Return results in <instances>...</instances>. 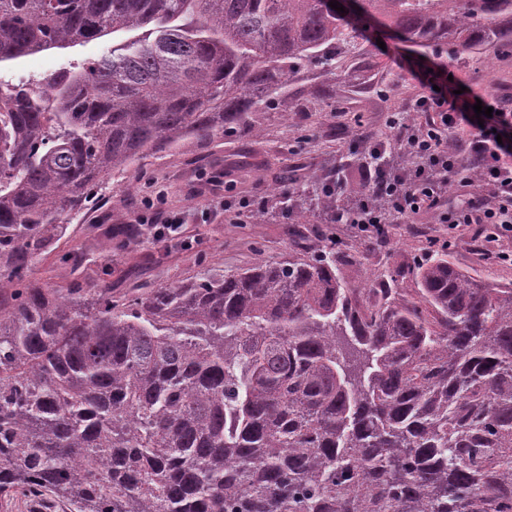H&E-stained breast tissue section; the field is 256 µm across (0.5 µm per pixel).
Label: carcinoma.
Here are the masks:
<instances>
[{
  "label": "carcinoma",
  "mask_w": 512,
  "mask_h": 512,
  "mask_svg": "<svg viewBox=\"0 0 512 512\" xmlns=\"http://www.w3.org/2000/svg\"><path fill=\"white\" fill-rule=\"evenodd\" d=\"M0 0V62L125 35L0 87V493L73 512H512V287L439 258L344 286L336 243L123 304L31 277L149 151L242 127L375 20L421 49L512 37V0ZM336 210L322 194L311 215Z\"/></svg>",
  "instance_id": "1"
}]
</instances>
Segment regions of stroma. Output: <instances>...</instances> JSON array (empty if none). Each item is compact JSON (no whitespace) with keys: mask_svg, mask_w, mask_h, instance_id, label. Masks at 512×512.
I'll return each instance as SVG.
<instances>
[{"mask_svg":"<svg viewBox=\"0 0 512 512\" xmlns=\"http://www.w3.org/2000/svg\"><path fill=\"white\" fill-rule=\"evenodd\" d=\"M103 50L97 41L6 62L0 64V83L35 82L62 63L78 66ZM404 55L446 67L472 96H512L511 39L469 53L453 52L445 44L424 51L371 25L359 56L342 76L304 65L289 96L249 113L244 128L188 152L147 153L114 174L109 188L71 221L58 248L33 265V277L62 287L106 280L113 302L121 304L150 289L189 281L207 265L229 272L259 260L305 258L333 241L348 257L339 276L350 288L369 277L414 287L411 269L437 255L448 256L472 276L511 286L512 266L486 259L475 224L452 235L429 212L414 228L387 225L384 238L376 240L348 224L294 221L293 210L325 180L339 179L347 189L363 184L369 143L386 134L390 113L406 111L415 122L426 121V113L413 109L421 89L400 66ZM159 195L169 210L190 213L185 244H165L135 228L136 206ZM217 199L233 211L247 200L263 209L242 224L227 217L204 221L202 210ZM70 254L79 258V267L67 262Z\"/></svg>","mask_w":512,"mask_h":512,"instance_id":"obj_1","label":"stroma"}]
</instances>
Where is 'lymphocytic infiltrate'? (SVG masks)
<instances>
[{
  "mask_svg": "<svg viewBox=\"0 0 512 512\" xmlns=\"http://www.w3.org/2000/svg\"><path fill=\"white\" fill-rule=\"evenodd\" d=\"M422 89L414 103L431 120L415 124L406 113L387 120L393 139L371 142L374 159L370 185L351 202L337 207L327 218L331 224H352L365 235H383L388 224L409 221L434 211L439 223L451 230L477 224L487 244V259L512 263V251L500 244L512 240V108L503 100L490 103L492 117L477 120L470 99L457 93L446 68L427 69L422 60L407 56L401 61ZM462 133L449 145L447 135ZM468 156L480 181L458 174L461 156ZM458 182L456 203L448 201L449 182Z\"/></svg>",
  "mask_w": 512,
  "mask_h": 512,
  "instance_id": "1",
  "label": "lymphocytic infiltrate"
}]
</instances>
